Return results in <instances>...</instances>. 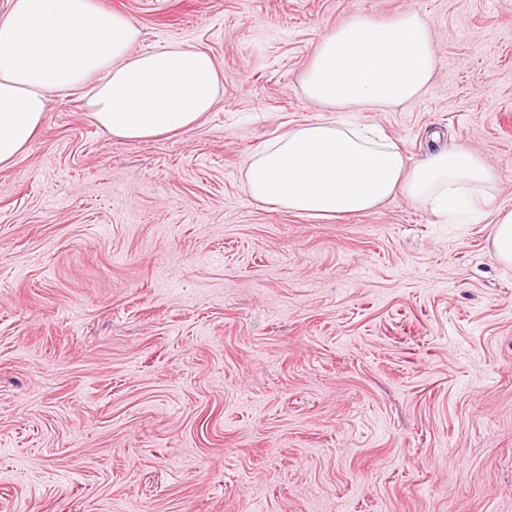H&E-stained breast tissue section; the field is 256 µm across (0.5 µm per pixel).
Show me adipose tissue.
Returning a JSON list of instances; mask_svg holds the SVG:
<instances>
[{"instance_id":"ef3b65f1","label":"adipose tissue","mask_w":512,"mask_h":512,"mask_svg":"<svg viewBox=\"0 0 512 512\" xmlns=\"http://www.w3.org/2000/svg\"><path fill=\"white\" fill-rule=\"evenodd\" d=\"M138 24L96 0H9L0 13V167L22 155L51 95H78L113 137L142 140L197 127L219 97L221 71L206 51L171 43L136 51ZM435 50L422 18L355 16L318 43L302 77L329 119L297 124L252 155L250 197L307 218L367 214L394 194L434 211L467 210L491 224L493 258L512 267V207L495 204L497 174L453 149L408 164L374 130L337 120L413 104L429 86Z\"/></svg>"}]
</instances>
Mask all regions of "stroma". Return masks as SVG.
<instances>
[{
  "label": "stroma",
  "instance_id": "obj_1",
  "mask_svg": "<svg viewBox=\"0 0 512 512\" xmlns=\"http://www.w3.org/2000/svg\"><path fill=\"white\" fill-rule=\"evenodd\" d=\"M138 49L208 51L193 130L112 137L53 97L0 169V512H512V268L490 227L396 196L302 219L251 155L355 15L418 12L414 104L346 113L417 162L483 156L512 207V0H97Z\"/></svg>",
  "mask_w": 512,
  "mask_h": 512
}]
</instances>
